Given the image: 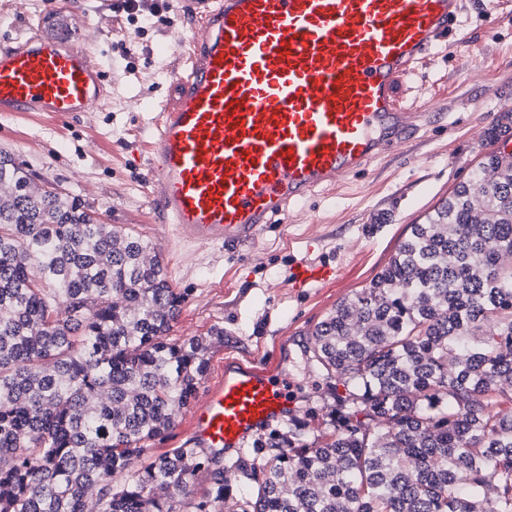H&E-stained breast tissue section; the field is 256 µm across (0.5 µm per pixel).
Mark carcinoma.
Masks as SVG:
<instances>
[{
	"mask_svg": "<svg viewBox=\"0 0 512 512\" xmlns=\"http://www.w3.org/2000/svg\"><path fill=\"white\" fill-rule=\"evenodd\" d=\"M0 186V512H512L511 159L486 154L314 328L333 430L231 457L154 447L224 329L170 336L187 294L134 229L6 154Z\"/></svg>",
	"mask_w": 512,
	"mask_h": 512,
	"instance_id": "cac0c4a2",
	"label": "carcinoma"
}]
</instances>
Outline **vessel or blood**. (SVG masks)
<instances>
[{"mask_svg": "<svg viewBox=\"0 0 512 512\" xmlns=\"http://www.w3.org/2000/svg\"><path fill=\"white\" fill-rule=\"evenodd\" d=\"M198 18L148 160L161 221L179 240L237 252L315 189L368 170L423 113L399 78L447 41L464 0H177ZM104 99L84 38L34 30L0 47V116L58 120ZM302 260L293 285L335 278ZM260 362L228 360L193 409L189 441L231 456L287 418Z\"/></svg>", "mask_w": 512, "mask_h": 512, "instance_id": "b4317fda", "label": "vessel or blood"}]
</instances>
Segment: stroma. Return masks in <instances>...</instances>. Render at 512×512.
<instances>
[{
  "instance_id": "35a3bbf8",
  "label": "stroma",
  "mask_w": 512,
  "mask_h": 512,
  "mask_svg": "<svg viewBox=\"0 0 512 512\" xmlns=\"http://www.w3.org/2000/svg\"><path fill=\"white\" fill-rule=\"evenodd\" d=\"M461 26L448 47L431 52L397 84L406 105L430 107L436 123L389 147L366 172L338 181L291 207L238 255L188 245L161 223L147 180L148 144L171 75L182 68L197 32L178 12L128 17L123 0H0V43L57 21L84 33L106 102L60 122L44 113L0 118V150L27 164L38 185L79 196L108 224L134 228L159 247L173 287L188 295L173 325L176 337L224 330L208 380L225 357L261 360L288 382L294 423L333 428V399L307 368L311 332L345 298L369 285L412 224L468 179L496 150L488 129L512 113V0H466ZM309 259L338 267L335 281L290 285V272Z\"/></svg>"
}]
</instances>
